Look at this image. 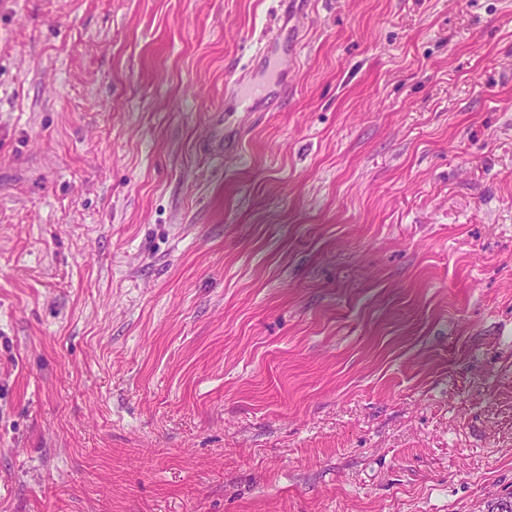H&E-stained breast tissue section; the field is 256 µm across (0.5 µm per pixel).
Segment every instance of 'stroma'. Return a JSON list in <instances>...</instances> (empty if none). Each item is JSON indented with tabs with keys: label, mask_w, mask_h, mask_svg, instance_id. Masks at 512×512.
<instances>
[{
	"label": "stroma",
	"mask_w": 512,
	"mask_h": 512,
	"mask_svg": "<svg viewBox=\"0 0 512 512\" xmlns=\"http://www.w3.org/2000/svg\"><path fill=\"white\" fill-rule=\"evenodd\" d=\"M0 0V512L512 505V0ZM288 97V78L278 69L274 77L267 71L261 75L246 73L231 81L226 98L233 101L235 111L266 112Z\"/></svg>",
	"instance_id": "1"
}]
</instances>
